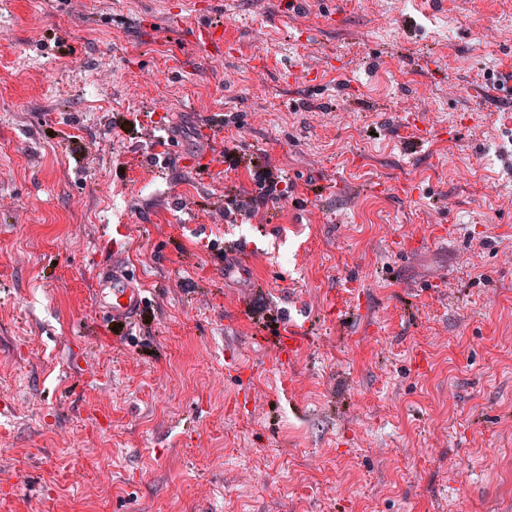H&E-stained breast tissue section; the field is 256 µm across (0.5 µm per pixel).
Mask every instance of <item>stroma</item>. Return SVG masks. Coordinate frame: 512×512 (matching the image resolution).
<instances>
[{
    "mask_svg": "<svg viewBox=\"0 0 512 512\" xmlns=\"http://www.w3.org/2000/svg\"><path fill=\"white\" fill-rule=\"evenodd\" d=\"M181 3L0 0V512H512V0ZM254 180L257 186L256 195L248 201H237L233 197L230 201L233 205L232 210L229 206L227 208L224 207V218H229L235 213L238 216L249 218L253 215L256 206L264 204L268 200H277L282 197V190L278 189V182L282 181H276L270 172L255 173ZM277 191H279L278 194ZM137 276L129 270H119L112 264V271L101 273L97 285V304L104 318L114 328L126 329L144 307L145 297L136 287Z\"/></svg>",
    "mask_w": 512,
    "mask_h": 512,
    "instance_id": "obj_1",
    "label": "stroma"
}]
</instances>
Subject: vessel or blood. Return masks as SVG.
Wrapping results in <instances>:
<instances>
[{
    "mask_svg": "<svg viewBox=\"0 0 512 512\" xmlns=\"http://www.w3.org/2000/svg\"><path fill=\"white\" fill-rule=\"evenodd\" d=\"M137 278L126 270L101 273L97 285V304L113 326L127 328L144 307V297L136 286Z\"/></svg>",
    "mask_w": 512,
    "mask_h": 512,
    "instance_id": "1",
    "label": "vessel or blood"
}]
</instances>
